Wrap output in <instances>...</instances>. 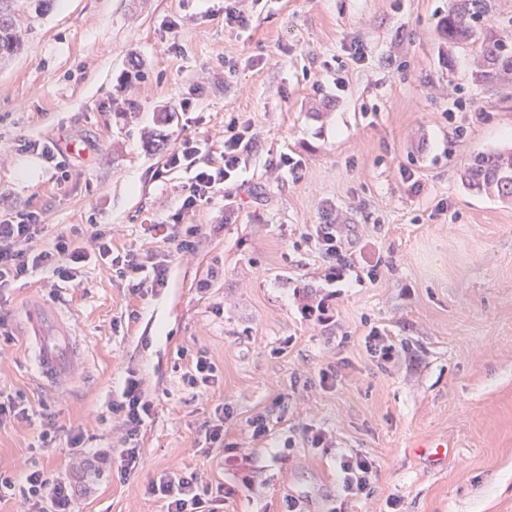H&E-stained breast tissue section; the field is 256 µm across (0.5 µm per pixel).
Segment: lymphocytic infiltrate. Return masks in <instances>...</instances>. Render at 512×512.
I'll use <instances>...</instances> for the list:
<instances>
[{
    "mask_svg": "<svg viewBox=\"0 0 512 512\" xmlns=\"http://www.w3.org/2000/svg\"><path fill=\"white\" fill-rule=\"evenodd\" d=\"M227 131L222 167H198L201 146L191 139L183 140L179 147L168 154L165 162L167 168L186 169L194 173L182 199L181 212L195 209L200 202L208 199L217 185L230 180L238 171L251 138L233 122L229 123ZM41 231L40 214L35 210L0 218V288L39 268L49 269L58 280L73 284L81 275L82 264L92 259L118 266L120 273L139 275V285L143 288H163L168 283V267L164 262L145 265L114 256L110 231L95 230L85 242L61 234L51 248L32 252L30 245ZM152 409L153 403L145 397L140 381L128 378L120 400L112 402L110 406L111 412L123 415L126 425L128 446L120 453L121 472L133 471L139 465L137 436ZM16 490L33 502L35 512H71L70 487L62 482H51L39 468L29 469L18 481L0 477V499ZM148 492L164 499L166 512H216L215 503L224 498L223 488L203 486L194 476L174 473L161 474L150 483Z\"/></svg>",
    "mask_w": 512,
    "mask_h": 512,
    "instance_id": "1",
    "label": "lymphocytic infiltrate"
}]
</instances>
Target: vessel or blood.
Segmentation results:
<instances>
[{"label":"vessel or blood","instance_id":"1","mask_svg":"<svg viewBox=\"0 0 512 512\" xmlns=\"http://www.w3.org/2000/svg\"><path fill=\"white\" fill-rule=\"evenodd\" d=\"M42 378L51 385L64 384L71 376L77 361L73 335L52 314L34 310L29 312ZM417 448L434 463L448 458V441L444 438H427L418 441Z\"/></svg>","mask_w":512,"mask_h":512}]
</instances>
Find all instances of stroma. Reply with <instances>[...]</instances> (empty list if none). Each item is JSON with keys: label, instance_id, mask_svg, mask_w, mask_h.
Listing matches in <instances>:
<instances>
[{"label": "stroma", "instance_id": "35a3bbf8", "mask_svg": "<svg viewBox=\"0 0 512 512\" xmlns=\"http://www.w3.org/2000/svg\"><path fill=\"white\" fill-rule=\"evenodd\" d=\"M228 2L246 25L225 24ZM449 5L16 0L0 216L40 211L38 250L110 229L114 254L165 262L168 284L135 293L102 263L73 286L38 270L0 289V391L29 414L0 423V475L43 469L77 488L74 512H165L147 488L168 471L223 485L216 512H512V204L460 179L474 153L512 149V97L475 85L468 55L444 64ZM233 119L254 141L235 178L182 213L199 231L179 251L192 174L165 159L191 138L200 166H222ZM76 139L86 155L67 153ZM24 140L54 142L64 169ZM324 224L350 258L338 275L314 240ZM30 304L81 341L63 387L38 374ZM373 332L391 358L371 353ZM200 356L213 385L185 379ZM131 374L153 410L124 475L109 407ZM219 417L225 446L211 450L204 427ZM258 417L268 436H253ZM440 435L446 463L415 453ZM345 454L372 463L370 493L342 491Z\"/></svg>", "mask_w": 512, "mask_h": 512}]
</instances>
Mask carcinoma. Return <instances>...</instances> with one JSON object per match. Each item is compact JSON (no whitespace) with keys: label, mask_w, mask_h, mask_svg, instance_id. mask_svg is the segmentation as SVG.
<instances>
[{"label":"carcinoma","mask_w":512,"mask_h":512,"mask_svg":"<svg viewBox=\"0 0 512 512\" xmlns=\"http://www.w3.org/2000/svg\"><path fill=\"white\" fill-rule=\"evenodd\" d=\"M493 12V0H451L442 19L448 63H453L457 50H471L473 80L479 85L495 86L512 80V34L490 23ZM18 41L11 13L0 8V51H13ZM462 178L477 194L512 202V151L475 153Z\"/></svg>","instance_id":"obj_1"}]
</instances>
